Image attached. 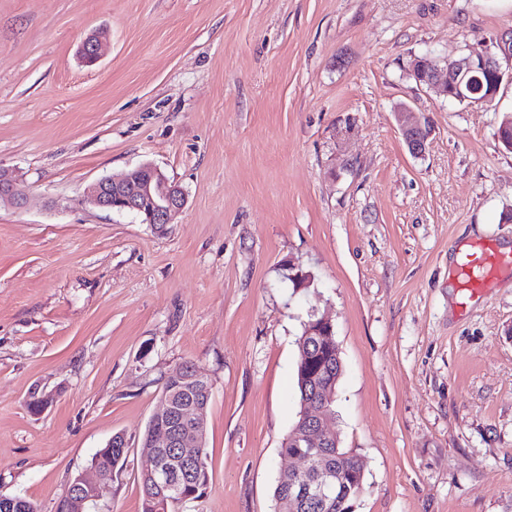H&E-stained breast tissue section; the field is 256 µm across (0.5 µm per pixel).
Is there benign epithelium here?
<instances>
[{"mask_svg":"<svg viewBox=\"0 0 512 512\" xmlns=\"http://www.w3.org/2000/svg\"><path fill=\"white\" fill-rule=\"evenodd\" d=\"M80 56L89 66L100 59V40L88 37L83 43ZM512 79V30L492 37L486 49L480 53L460 56L446 61L442 67L430 56H416L408 66V74L415 82L437 95L470 105L483 106L496 98L503 74ZM411 109L402 104L395 110L401 135L411 155L425 154L429 138L428 122L410 120ZM186 203L183 190L169 181L163 171L152 163H143L128 171L119 179L98 180L81 199L79 204L92 205L116 212H134L143 217L146 224H167L171 216ZM0 204L14 207L23 205V198L15 189L10 173L0 168ZM333 326L326 317L306 323L302 345L310 346L317 339L328 340L329 356L341 365L339 348L333 336ZM337 377L331 372L323 381L314 384L312 394L304 397L301 423L304 428L295 432L293 445L296 450L281 451V456L293 459L300 466L289 472L311 478L288 485V499L297 503L304 498L326 500L333 493L335 478L328 466L323 449L337 441L336 434L327 427L331 417L330 405L335 399ZM161 409L151 418L152 438L143 444L150 456V467L142 476L151 480V492L145 497L147 512H168L171 501L168 492L178 491L179 481L174 470L159 451L162 445L182 449V460L191 462L197 469L203 468L205 448V407L194 400L184 398L183 392L170 390L161 394ZM110 490L99 475L93 478L79 476L69 484L66 492L71 512H88L90 503L101 500Z\"/></svg>","mask_w":512,"mask_h":512,"instance_id":"7a95c632","label":"benign epithelium"}]
</instances>
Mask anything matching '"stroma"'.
I'll return each mask as SVG.
<instances>
[{"mask_svg":"<svg viewBox=\"0 0 512 512\" xmlns=\"http://www.w3.org/2000/svg\"><path fill=\"white\" fill-rule=\"evenodd\" d=\"M506 30L512 0H0V168L25 199L0 207V494L55 512L121 433L93 512H142V437L189 362L212 384L209 485L180 512H277L314 313L365 463L352 512H512V271L470 299L448 274L512 245V82L475 106L406 71ZM143 163L186 194L170 223L78 205ZM413 113L411 109L401 104L395 110L396 119L400 127L401 135L411 155L423 156L427 149L429 138L428 122L423 123L420 120H410L409 115ZM333 326L331 321L326 317H320L316 320H311L306 323L305 328V335L303 339L301 340L302 348L305 347L307 350L309 349V346L313 344V342L316 340V337H318L320 340L325 341L326 337L328 336L329 341V347L326 345L324 346L325 350L328 351V355L334 359H336V368L337 366L341 365V360L339 356V348L337 343H335L333 336ZM310 338V339H307ZM309 340V341H307Z\"/></svg>","mask_w":512,"mask_h":512,"instance_id":"35a3bbf8","label":"stroma"}]
</instances>
